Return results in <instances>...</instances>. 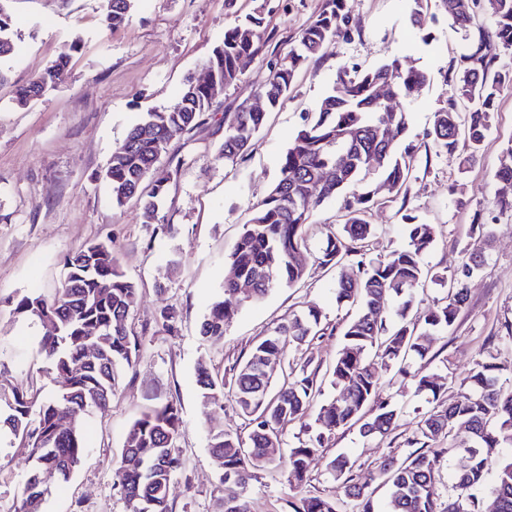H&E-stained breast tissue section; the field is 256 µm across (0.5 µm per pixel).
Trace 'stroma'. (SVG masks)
I'll list each match as a JSON object with an SVG mask.
<instances>
[{"mask_svg":"<svg viewBox=\"0 0 512 512\" xmlns=\"http://www.w3.org/2000/svg\"><path fill=\"white\" fill-rule=\"evenodd\" d=\"M324 0H239L228 12L224 0H135L128 23L108 30L100 0H8L6 11L15 41L12 56L0 60V385L5 389L56 392L35 342L44 327L13 312L15 301L34 292L49 294L62 281L68 255L91 241L110 243L122 270L137 288L128 330L140 355L126 370L105 417L77 413L90 450L89 461L68 481L53 483L45 512H129L113 485L125 434L131 422L160 396L177 403L182 417L178 448L183 461L171 481L173 512H216L224 494L221 466L210 451V433L226 430L248 435L250 428L232 404L203 402L196 381L199 362L222 371L241 364L252 345L288 315L311 303L321 310L328 332L309 345L284 350L294 368L326 371L342 345L341 333L357 312L336 299L333 268L310 259L297 287L272 289L264 301L235 310L216 342L204 341L199 326L224 285L227 259L261 200L280 174V163L301 128L304 113L315 111L344 65L374 67L386 59L407 58L426 71L429 85L410 105L412 119L404 137L415 151V179L406 213L434 225L435 243L428 265L455 270L461 252L477 247L474 225L487 224L493 240L481 272L468 282V301L454 325L430 338L425 371L444 379L443 395L454 399L475 360L497 349L512 359L504 341L512 331V187L495 174L506 163L504 144L512 138V89L504 90L478 163L462 168L461 153L435 154L426 134L446 88L448 68L466 43L437 6L425 31L410 21L409 0H348L350 21L296 75L284 104L271 112L247 155L235 162L218 159L224 140V115L251 106L271 63L296 48L301 31ZM262 10V47L245 60L239 82L216 99L203 124L171 141L167 155L181 171L168 189L155 221L141 205L115 207L102 172L113 149L144 112L175 104L187 77H201L235 14ZM65 58L66 74L39 98L21 105L17 91L54 61ZM351 190H343L317 209L308 246L318 251L328 230L344 222ZM368 215L376 230L370 254L383 257L407 242L399 201L391 191L378 195ZM170 270L165 289L156 280ZM175 307L178 331L159 329L161 309ZM382 397L400 409L387 435L364 437L342 428L325 435L309 466V479L291 485L277 469L254 471L240 491L248 512H291L299 498H336L341 512H352L343 481L327 464L337 456L353 461L355 482L368 484L375 504L385 490L380 464L409 454L425 397L414 396L395 368L382 371ZM27 467L11 436L0 437V512L20 498Z\"/></svg>","mask_w":512,"mask_h":512,"instance_id":"1","label":"stroma"}]
</instances>
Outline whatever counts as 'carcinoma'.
I'll return each mask as SVG.
<instances>
[{"instance_id":"cac0c4a2","label":"carcinoma","mask_w":512,"mask_h":512,"mask_svg":"<svg viewBox=\"0 0 512 512\" xmlns=\"http://www.w3.org/2000/svg\"><path fill=\"white\" fill-rule=\"evenodd\" d=\"M3 2L0 59L13 51ZM102 2L107 27L117 29L129 21L134 0ZM429 2L412 0L410 17L419 29L426 23ZM438 3L455 26L473 35L452 61L455 76L426 137L437 154L464 147L462 165L467 167L479 159L498 97L512 88V64L502 61V55L512 51V0ZM346 4L347 0H325L302 30L298 47L270 66L259 89L266 101L263 111L242 108L224 113L219 157L234 162L246 155L269 112L287 99L296 73L336 36L338 26L347 19ZM264 22L257 11L227 28L222 44L206 64L210 83H188L174 107L146 113L128 131L104 173L113 205L122 207L138 197L146 218L156 217L180 169L178 163H161L169 143L200 125L216 94L241 79V59L259 51ZM66 68L67 61H57L19 89V98L28 101L40 96L62 79ZM426 82L425 72L403 65L397 57L363 71L347 66L338 70L318 109L302 116V128L282 159L278 180L252 206V217L242 226L229 257L224 288L201 321L203 339L215 341L224 336L229 298H236L240 305L258 303L271 289L292 287L303 279L308 263L307 229L320 202L358 185L374 171L394 188L401 198L400 208L406 207L415 155L409 147H401L410 116L400 102L411 100ZM328 169L334 170V176L324 182L322 176ZM147 178L149 191L145 193ZM377 195L375 188L353 194L341 230L329 232L321 250V263L336 267V299L358 304L360 312L344 328L343 346L328 370L336 396L319 408V431L288 449L282 462L287 480L295 485L307 482L311 458L327 433L357 423L366 436L390 430L398 409L380 396V370L394 365L403 378L411 380L415 394L429 393L436 402L420 417L408 445L424 448L445 439L450 445L430 455L413 451L380 465L387 486L385 512H482L481 492L493 470L494 512H512V455L503 454V449L512 448V385L501 382L512 367L488 352L464 380L467 392L449 404L440 400L439 377L413 368L415 360L427 356L429 332L453 325L467 300V281L481 270L493 234L487 225H476L483 247L465 252L460 266L450 274L425 265L424 257L435 241L434 226L414 224V217L404 214L402 218L409 221L406 246L382 259L372 258L365 241L374 225L366 215L377 204ZM65 269L53 297L24 295L14 307L19 316L57 326L56 335L39 339L38 352L47 371L59 379L60 391L48 397L14 391L10 413L0 419V428L7 427L21 439L30 463L21 498L7 512H42L49 484L68 480L81 467L87 458L84 436L63 420L78 411L106 416L121 371L137 359L138 345L127 329L137 289L120 269L112 246L91 242L67 258ZM241 283L251 284V292H240ZM429 283L448 288V293L434 307L423 310L417 304V291ZM393 296L401 303L391 311L388 302ZM158 323L169 334L177 333L176 310L163 308ZM87 325L102 326L105 335H82ZM325 335L319 308L309 305L256 342L229 381L207 364H198L203 400L220 408L224 400H230L250 425L246 441L228 431L210 437L211 453L222 466V512H246L237 490L253 471L275 463L269 449L280 447L284 428L302 421L322 395L323 380L317 372L292 367L287 383L273 393L271 376L262 367L269 362L281 364L285 345L311 343ZM94 342L99 351L91 360L85 349ZM181 428L177 404L162 399L130 425L113 475V485L130 512H172L169 486L182 468L177 448ZM455 452L468 455L469 462L454 475L453 493L443 496L438 488L442 455ZM352 468L345 457L329 463L333 477H345L347 496L357 502L358 512H374L372 493L353 482ZM291 506L293 512H337L336 499L323 496L304 497Z\"/></svg>"}]
</instances>
